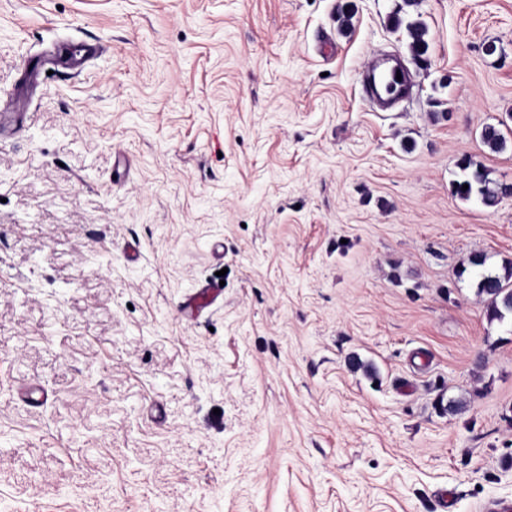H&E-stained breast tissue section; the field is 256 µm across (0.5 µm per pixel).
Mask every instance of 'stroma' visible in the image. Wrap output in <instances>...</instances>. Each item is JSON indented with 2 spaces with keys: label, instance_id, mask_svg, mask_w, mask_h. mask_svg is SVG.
I'll return each instance as SVG.
<instances>
[{
  "label": "stroma",
  "instance_id": "1",
  "mask_svg": "<svg viewBox=\"0 0 512 512\" xmlns=\"http://www.w3.org/2000/svg\"><path fill=\"white\" fill-rule=\"evenodd\" d=\"M0 99V512L512 499V0H0ZM368 74L377 91V95L384 94L387 98L400 96L405 89V79L401 73V81L397 80V70L393 68L379 70L378 64L368 66ZM490 183L488 174L484 170L476 169L469 178L455 182L453 189L456 195L463 198H469L476 193L482 205L493 207L502 198L503 183H497L492 188L489 186ZM463 184L468 185L467 190H462ZM512 262L504 267V274L494 270L482 272L477 280V291L487 299L490 320H503L512 314Z\"/></svg>",
  "mask_w": 512,
  "mask_h": 512
}]
</instances>
